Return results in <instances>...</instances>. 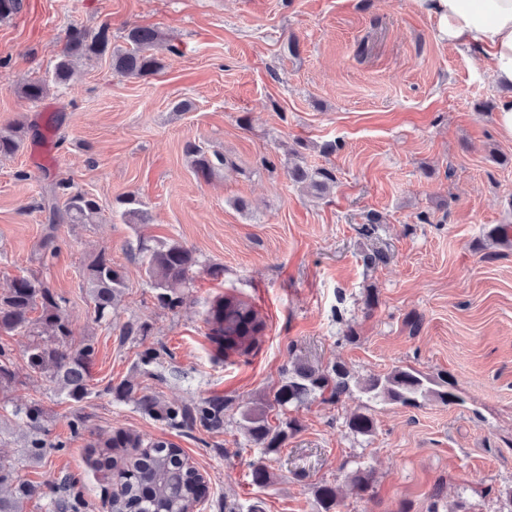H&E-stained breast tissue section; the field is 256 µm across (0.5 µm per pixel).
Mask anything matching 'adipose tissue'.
<instances>
[{"mask_svg":"<svg viewBox=\"0 0 512 512\" xmlns=\"http://www.w3.org/2000/svg\"><path fill=\"white\" fill-rule=\"evenodd\" d=\"M452 47L472 46L488 58L493 79L512 88V0H420Z\"/></svg>","mask_w":512,"mask_h":512,"instance_id":"obj_1","label":"adipose tissue"}]
</instances>
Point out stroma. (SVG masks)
<instances>
[{
  "label": "stroma",
  "mask_w": 512,
  "mask_h": 512,
  "mask_svg": "<svg viewBox=\"0 0 512 512\" xmlns=\"http://www.w3.org/2000/svg\"><path fill=\"white\" fill-rule=\"evenodd\" d=\"M103 25L117 47L130 27L157 29L164 69L134 79L105 59L82 63L72 88L21 98L25 82L46 78L69 27ZM506 94L480 52L449 48L415 0H23L0 23V131H25L18 152L0 156V289L23 274L44 280L95 354L92 391L74 403L31 374L28 336L0 335L17 377L0 402V455L20 459L19 478L36 485L78 479L87 512H106L94 444L117 430L183 448L206 478L200 512H318L325 483L339 489L337 512H503L512 241L488 232L512 224V138L496 114ZM183 101L189 110L176 111ZM190 144L229 166L201 177ZM296 164L333 168L335 187L319 197L293 183ZM60 182L96 198L94 223L50 225ZM129 194L147 223L122 221ZM371 213L380 223L367 224ZM49 233L52 256L40 248ZM143 239L180 241L202 262L182 307L155 303ZM378 251L386 262L366 264ZM100 253L127 285L106 323L95 322L83 280ZM213 264L219 277L206 271ZM224 296L265 322L249 353L221 355L210 339L207 310ZM143 322L147 335L122 334ZM162 346L167 355L144 363ZM294 362L338 363L356 381L413 367L457 381L464 402L405 407L356 389L335 404L314 400L267 455L271 480L260 487L241 412L272 399ZM124 382L179 406L223 397L224 426L169 427L108 393ZM33 400L48 442L63 444L38 464L22 461L26 427L13 414ZM357 413L372 416V435L348 429ZM360 465L373 475L361 495L346 482Z\"/></svg>",
  "instance_id": "stroma-1"
}]
</instances>
